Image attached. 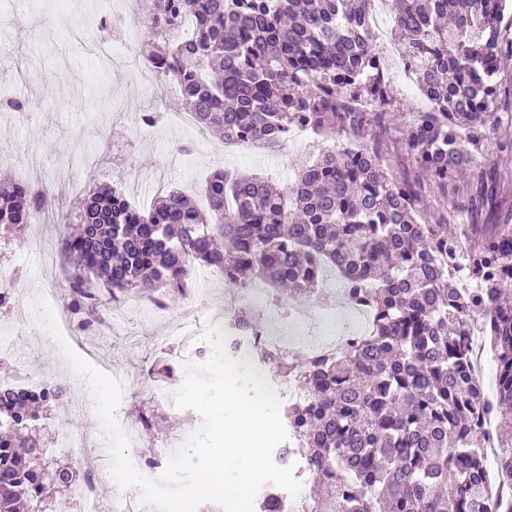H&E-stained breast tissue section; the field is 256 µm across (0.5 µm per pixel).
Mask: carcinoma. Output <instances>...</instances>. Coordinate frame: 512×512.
<instances>
[{"instance_id": "carcinoma-1", "label": "carcinoma", "mask_w": 512, "mask_h": 512, "mask_svg": "<svg viewBox=\"0 0 512 512\" xmlns=\"http://www.w3.org/2000/svg\"><path fill=\"white\" fill-rule=\"evenodd\" d=\"M370 0H156L147 40L156 73L174 78L196 122L224 143L272 147L292 127L337 142L299 163L279 188L217 169L202 195L178 190L145 212L118 188L82 192V225L62 239L70 316L91 303L96 280L119 301L160 288L182 295L199 265L224 273L237 290L261 281L311 298L332 272L346 293L368 303L369 334L339 356L291 359L255 348L293 378L304 398L283 406L288 442L280 466L332 488L326 501L304 498L305 512H498L497 483L476 441L493 419L512 428V225L475 232L467 253L476 288H461L448 230V183L469 168L484 132H498L496 159L473 170L472 206L495 202L501 171L512 165V129L503 126L498 79L512 39V0H391L400 52L429 106L399 131L443 202L424 207L418 173L396 177L382 142L365 128H393L395 99L382 54L369 37ZM48 206V192L0 177V229L23 238ZM484 319L497 360L494 399L470 371L465 329ZM228 328L239 356L260 331L247 310ZM52 385L0 393V512H69L67 484L79 466L59 468L43 453L39 421L59 404ZM497 463L512 480V436ZM285 493L267 487L257 512Z\"/></svg>"}]
</instances>
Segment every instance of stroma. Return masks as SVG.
Returning <instances> with one entry per match:
<instances>
[{
	"instance_id": "stroma-1",
	"label": "stroma",
	"mask_w": 512,
	"mask_h": 512,
	"mask_svg": "<svg viewBox=\"0 0 512 512\" xmlns=\"http://www.w3.org/2000/svg\"><path fill=\"white\" fill-rule=\"evenodd\" d=\"M149 0H112L104 9L99 0H0V91L36 105L33 116L21 119L0 112V173L16 174L21 163L37 161V181L52 189L48 207L50 219L27 232L26 244L0 238V266L18 265L20 278L15 284L26 304L0 313V340L10 343L14 356L0 360V384L24 372L35 379L66 378L70 396L80 403L81 412L67 406L56 408L46 424L50 445H57L60 433L68 426L79 427L94 436L103 428L85 382L76 376L47 331L41 330L34 298L53 287L65 297L68 285L61 265L44 262L45 251L57 250L58 241L71 231L70 214L77 206L75 186L89 184H133L130 202L151 206L153 199L168 190L186 187L216 168L263 176L280 187L293 180L295 165L308 154L307 146L290 142L284 149L249 154L229 147L216 135L195 125L167 123L140 132L136 116L140 110L156 106V91L140 88L132 71L116 69L107 58L94 52L95 41L111 40V31L102 21L122 13L133 29L148 23ZM392 78L399 112L397 121L410 124L425 108L412 72L396 63L394 37L376 39ZM184 145L179 161H171V143ZM512 224V182L504 181L496 208L474 215L456 214L451 231L462 245H469L470 225ZM339 285L322 288L319 301H297L291 313L277 312L273 306L258 303L253 317L264 329L281 333L293 357L303 355L302 342H314L319 332L346 321L338 304ZM126 309L119 326L104 324L96 336H68L70 346L106 374L122 380V398L116 416L131 418L149 401V387L141 385V370L152 368L161 356L155 337L167 333L170 324L188 321L192 303L184 299L169 301L164 313L143 308L137 296L125 299ZM201 425L200 415L192 410L173 412L162 431L143 434L131 444L130 456L146 477L161 476L159 468L148 466L151 457L165 455V444L186 438Z\"/></svg>"
}]
</instances>
